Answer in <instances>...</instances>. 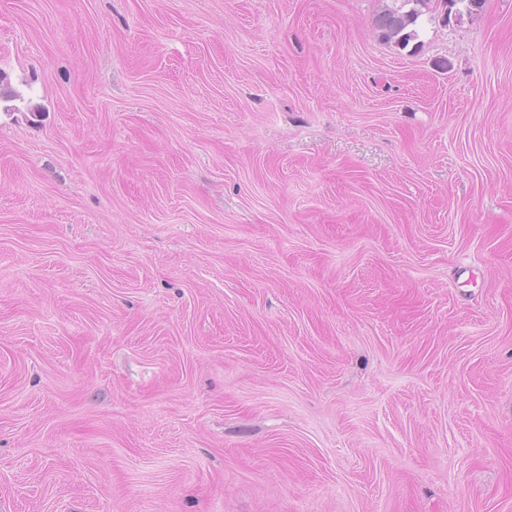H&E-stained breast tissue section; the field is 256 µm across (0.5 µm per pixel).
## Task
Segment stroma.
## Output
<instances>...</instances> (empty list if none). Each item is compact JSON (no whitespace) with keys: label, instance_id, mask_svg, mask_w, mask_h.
Wrapping results in <instances>:
<instances>
[{"label":"stroma","instance_id":"obj_1","mask_svg":"<svg viewBox=\"0 0 512 512\" xmlns=\"http://www.w3.org/2000/svg\"><path fill=\"white\" fill-rule=\"evenodd\" d=\"M0 0V512H512V0ZM374 18V26L387 42L405 49L411 41L417 39L425 6L431 0H390Z\"/></svg>","mask_w":512,"mask_h":512}]
</instances>
